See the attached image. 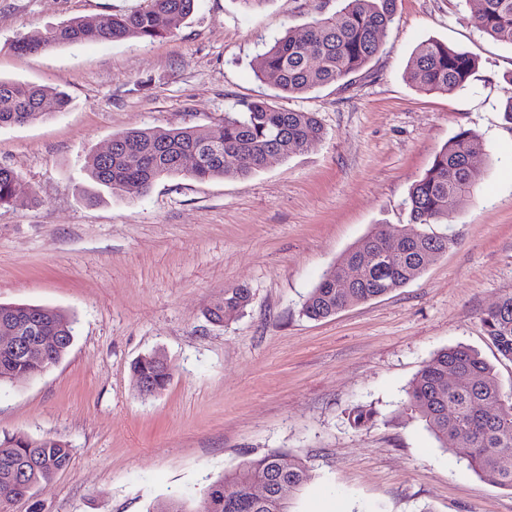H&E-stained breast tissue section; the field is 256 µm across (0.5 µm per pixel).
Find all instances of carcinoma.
<instances>
[{"mask_svg":"<svg viewBox=\"0 0 512 512\" xmlns=\"http://www.w3.org/2000/svg\"><path fill=\"white\" fill-rule=\"evenodd\" d=\"M128 14L74 17L45 29L37 37L10 43L18 53L45 52L90 42L154 41L173 34L194 10L195 0H143ZM339 15L313 19L289 28L264 50L255 77L287 96L303 95L361 72L379 53L393 21L396 0H345ZM474 27L487 37L512 45V0H474ZM476 67L469 53L438 40L421 42L406 69L415 87L436 93L464 90ZM64 93L53 88L0 79V127L22 125L64 110ZM324 137L314 112L288 111L265 99L243 100L224 113L216 128L194 126L135 129L112 139V154L94 153L85 169L88 178L117 196L138 198L165 177L186 174L205 181L246 178L263 169L270 158L286 159ZM483 138L462 129L436 152L430 167L411 186L406 206L409 220L423 229L409 240L374 230L360 239L310 291L303 313L310 319L330 317L343 308L366 302L405 286L437 261L452 244L448 236L425 231L446 224L456 204L481 180L474 159L485 154ZM187 155L197 157L189 170ZM138 157L136 164L129 158ZM22 181L11 168L0 166V206L17 203ZM365 262L360 279L347 286L345 270ZM251 294L243 287L224 290V298L206 314L225 320L246 308ZM42 323L62 336L55 356L63 357L74 339L75 321L62 311L40 305L0 304V325ZM481 322L491 345L512 362V293L488 308ZM48 363L26 353L0 351V385L16 375L35 377ZM157 391L171 378L148 355L133 365ZM455 377H448V373ZM406 407L425 422L441 446L483 479L512 490V388L504 390L494 367L474 350L456 346L437 352L417 373L406 391ZM493 405V417L485 408ZM465 433L467 440L458 439ZM70 448L52 437L0 439V506L33 495L35 487L52 480L70 463ZM306 462L291 452L270 451L224 473L190 498L168 502L169 512H290V499L311 480ZM269 486L271 496L258 501L251 484Z\"/></svg>","mask_w":512,"mask_h":512,"instance_id":"cac0c4a2","label":"carcinoma"}]
</instances>
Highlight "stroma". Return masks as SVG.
<instances>
[{"label":"stroma","mask_w":512,"mask_h":512,"mask_svg":"<svg viewBox=\"0 0 512 512\" xmlns=\"http://www.w3.org/2000/svg\"><path fill=\"white\" fill-rule=\"evenodd\" d=\"M142 0H0V78L66 92L52 116L0 127V166L27 201L0 208V302L55 307L75 320L67 355L0 386V437L51 436L69 467L5 512H150L191 497L274 449L313 478L296 512H512V491L483 480L403 406L444 348L499 362L483 312L512 293V46L470 23L465 0H396L379 54L339 83L285 96L256 80L265 42L345 0H196L186 24L152 42L90 43L19 54L75 16L124 14ZM436 39L478 60L467 90L427 93L405 77ZM245 98L316 113L322 140L245 179H161L142 198L88 179L86 158L138 128L210 127ZM482 136V179L445 224L447 253L403 288L322 319L303 303L373 228L415 232L404 202L460 129ZM252 300L215 325L225 289ZM163 352L166 389L139 392L133 363ZM373 422L353 427L357 406Z\"/></svg>","instance_id":"obj_1"}]
</instances>
